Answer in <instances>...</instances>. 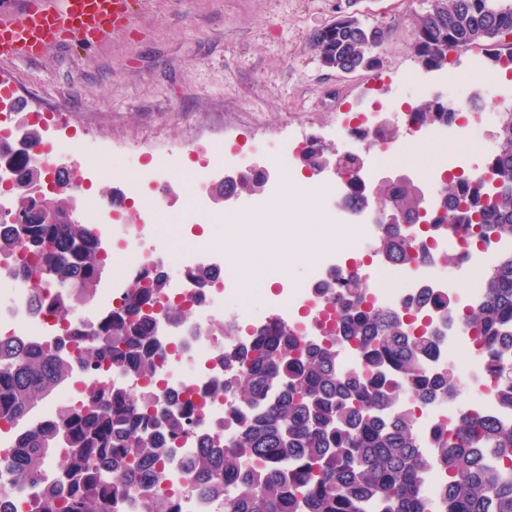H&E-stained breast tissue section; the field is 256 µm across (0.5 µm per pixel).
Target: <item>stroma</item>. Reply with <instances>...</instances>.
<instances>
[{
  "mask_svg": "<svg viewBox=\"0 0 512 512\" xmlns=\"http://www.w3.org/2000/svg\"><path fill=\"white\" fill-rule=\"evenodd\" d=\"M428 7V0H356L359 18L386 27L388 38L379 66L342 73L323 68L311 46L312 34L335 18L336 0H149L107 44L0 62V81L13 85L27 111L67 104L70 125L94 136L96 160L108 169L123 162L114 144L167 141L197 166L202 159L188 152L190 144L221 137L246 149L298 126L323 130L343 152L349 145L335 129L367 108L389 112L417 101L419 79L450 100L476 96L489 112L512 107V77L481 49L449 51L439 70L421 65L413 33ZM443 70L459 73V81L437 83ZM171 186L169 203L183 218L168 227L173 239L228 249L229 225L197 223L180 181Z\"/></svg>",
  "mask_w": 512,
  "mask_h": 512,
  "instance_id": "stroma-1",
  "label": "stroma"
}]
</instances>
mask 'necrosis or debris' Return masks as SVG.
I'll list each match as a JSON object with an SVG mask.
<instances>
[{"mask_svg": "<svg viewBox=\"0 0 512 512\" xmlns=\"http://www.w3.org/2000/svg\"><path fill=\"white\" fill-rule=\"evenodd\" d=\"M58 114L28 112L22 125L12 126L0 121V178L7 177V165H19L20 158L13 153V147L22 127H49L61 125ZM199 152L208 156L205 165L184 171L191 209L197 219L223 223L224 215L212 211L204 186L212 171L218 166L244 163L245 158L235 148L221 141L199 145ZM172 171L169 155H159L154 168L142 170L127 178L130 192H137L140 184H147L150 191L151 224H133L125 211L112 200L97 197L88 198L79 212V220L99 227L108 236L111 246L109 254L123 268L122 276L113 280L111 287L98 291L93 304L80 309L76 324L86 329L100 325L114 310L119 309L126 295L127 280L138 277L148 268L161 266L169 270L166 296L174 302L191 307V320L177 321L169 317L164 307H157L154 328L160 344L166 351L165 359L158 370L166 385L178 397L192 396L197 404L194 419L199 429L226 433L237 424L244 410L232 407L230 398L210 397L211 387L225 384L228 374L219 361L223 350L248 343L250 332L256 331L257 323L241 328L239 323L226 321V310L238 305L241 290L235 270H222L221 261L214 257L206 244H199L193 252H173L159 220L167 201L166 182ZM344 225L345 239L336 241L322 235L300 237L292 246L299 251L316 253L318 261L312 274L302 282L286 289L277 300L259 297L258 303L265 316H278L293 321L295 329L303 336L313 337L333 329L330 320L334 306L320 289L323 285L335 283L352 272L351 261L346 253L369 244L381 231L373 210L347 209ZM414 254L417 266L400 269L378 263L362 264L360 269L370 297L382 306L403 309L409 301L421 293L451 295L459 307H467L484 299L487 288L484 280H473L470 288L458 290L451 281H438L434 275V259L451 253L457 258L460 271L469 273L490 266L504 249V242L490 237L478 245H471L466 232L443 233L435 237H423L419 231H412ZM17 259L0 255V333L7 336H29L48 343L56 342L63 333L50 306L57 290L46 285L44 295L46 306L41 312L30 309L28 285L15 273ZM206 266L222 270L223 276L207 290H200L188 277L189 269ZM464 352L465 359L459 365L463 376L475 378L477 395L475 399L455 401L442 400L416 410L415 428L424 452L432 450V435L436 430L447 427L462 408L472 407L483 414L499 413L500 407L493 395L495 384L483 371L481 347L471 335L459 327L445 331L437 348L424 361L429 370L447 366L449 352ZM132 380L103 368L95 375L77 371L73 382L67 386L59 399L34 416V423L54 418L62 409H76L83 405L89 391L109 390L115 387L132 388Z\"/></svg>", "mask_w": 512, "mask_h": 512, "instance_id": "4bbe7bcc", "label": "necrosis or debris"}]
</instances>
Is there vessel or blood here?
<instances>
[{
    "instance_id": "obj_1",
    "label": "vessel or blood",
    "mask_w": 512,
    "mask_h": 512,
    "mask_svg": "<svg viewBox=\"0 0 512 512\" xmlns=\"http://www.w3.org/2000/svg\"><path fill=\"white\" fill-rule=\"evenodd\" d=\"M140 7L141 0H12L0 8V60L36 61L75 42L109 41Z\"/></svg>"
}]
</instances>
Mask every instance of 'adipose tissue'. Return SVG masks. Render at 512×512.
Instances as JSON below:
<instances>
[{
  "instance_id": "obj_1",
  "label": "adipose tissue",
  "mask_w": 512,
  "mask_h": 512,
  "mask_svg": "<svg viewBox=\"0 0 512 512\" xmlns=\"http://www.w3.org/2000/svg\"><path fill=\"white\" fill-rule=\"evenodd\" d=\"M265 235L254 232L251 221L236 218L232 221L234 243L228 250V257L237 263L239 274L247 291L266 288L270 282L265 267L266 235L288 238L309 232L306 224H291L279 215H271L265 224Z\"/></svg>"
}]
</instances>
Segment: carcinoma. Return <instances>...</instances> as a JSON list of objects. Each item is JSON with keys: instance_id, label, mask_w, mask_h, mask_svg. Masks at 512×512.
<instances>
[{"instance_id": "1", "label": "carcinoma", "mask_w": 512, "mask_h": 512, "mask_svg": "<svg viewBox=\"0 0 512 512\" xmlns=\"http://www.w3.org/2000/svg\"><path fill=\"white\" fill-rule=\"evenodd\" d=\"M512 0H430L416 22L413 50L424 66L440 67L448 51L482 44L491 65L512 57ZM387 31L353 15L315 32L311 45L323 67L343 73L373 69ZM419 126L456 120L431 98L408 105ZM397 130L387 126L360 136L388 145ZM326 157L317 144L301 156L318 169ZM486 176L446 174L435 205L409 179L378 185L381 205L396 214L395 225L428 222L430 232L470 231L475 239L512 240V109L501 113L496 148ZM45 173L37 161L20 166L21 186L13 191L20 208L55 215L50 224L0 223V254L19 253L35 263L22 271L39 284L60 288L53 302L58 320L71 323L101 283L107 257L88 225L60 218L72 203L65 188L37 195ZM259 175L244 173L233 190L260 191ZM372 253L395 266L413 262V242L389 229L372 243ZM486 297L465 310L437 299L444 325L458 324L490 355L497 396L512 405V249L483 273ZM167 273L155 270L133 279L125 305L89 337L79 339L77 358L88 374L106 363L124 376L142 378L139 393L120 387L89 396L78 411L64 410L22 434L13 451L17 491L32 493L31 512H114L115 497L135 490L142 512H176L159 492L174 463L169 445L189 432L196 410L189 399L164 414L155 412L160 394L151 386L162 349L149 310L164 293ZM341 304L336 334L324 339L297 335L287 323L269 320L246 347L221 353L233 375L232 403L256 407L235 432L206 438L181 467L191 494H224V512H512V472L505 466L512 448V421L462 411L438 432L429 455L421 452L413 415L405 401L424 406L460 392L447 368L426 372L424 359L437 331L422 321L421 302L400 313L367 298L360 275L343 278L335 291ZM353 343L361 365L344 372L339 346ZM59 344L0 338V426L15 428L55 389L68 382L72 361ZM67 448L59 460L56 448ZM442 469L447 478L433 500L423 494L424 474Z\"/></svg>"}]
</instances>
